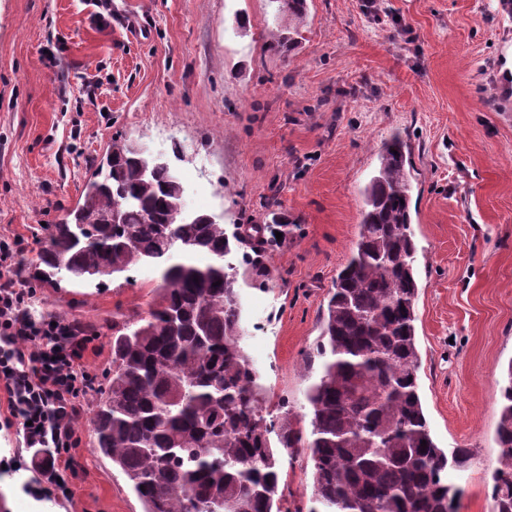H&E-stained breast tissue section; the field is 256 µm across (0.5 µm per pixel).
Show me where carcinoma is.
Wrapping results in <instances>:
<instances>
[{"label": "carcinoma", "mask_w": 512, "mask_h": 512, "mask_svg": "<svg viewBox=\"0 0 512 512\" xmlns=\"http://www.w3.org/2000/svg\"><path fill=\"white\" fill-rule=\"evenodd\" d=\"M307 0H288L293 40ZM394 134L363 189L359 240L329 292L315 352L321 374L305 398L311 432L288 404L268 410L242 346L238 240L218 222L184 220L183 187L158 160L113 140L80 201L44 227L32 277L85 286L151 264L159 270L146 316L112 328V369L90 418L95 448L121 468L144 512H301L281 508L280 452L313 465L307 512H452L448 469L467 448L433 441L419 394L415 339L417 245L411 174ZM114 210L125 223L107 224ZM426 446H421V442ZM494 512H512V360L501 387Z\"/></svg>", "instance_id": "cac0c4a2"}]
</instances>
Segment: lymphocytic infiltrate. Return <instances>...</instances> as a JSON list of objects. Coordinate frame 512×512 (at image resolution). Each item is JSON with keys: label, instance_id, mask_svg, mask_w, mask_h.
I'll return each instance as SVG.
<instances>
[{"label": "lymphocytic infiltrate", "instance_id": "f902f5d3", "mask_svg": "<svg viewBox=\"0 0 512 512\" xmlns=\"http://www.w3.org/2000/svg\"><path fill=\"white\" fill-rule=\"evenodd\" d=\"M22 254L19 238L0 236V388L7 394L0 427L19 426L30 461L4 456L0 465L9 474L32 471L24 485L32 497L66 501L81 442L75 423L97 382L84 353L97 335L33 311L35 291L18 278Z\"/></svg>", "mask_w": 512, "mask_h": 512}]
</instances>
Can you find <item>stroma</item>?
Wrapping results in <instances>:
<instances>
[{
    "mask_svg": "<svg viewBox=\"0 0 512 512\" xmlns=\"http://www.w3.org/2000/svg\"><path fill=\"white\" fill-rule=\"evenodd\" d=\"M273 0H0V234L33 268L42 224L81 197L106 145L163 156L189 214L243 242L232 257L242 344L270 392L308 427L305 356L358 239L361 191L400 134L413 174L416 341L434 441L468 448L449 471L456 512H493L500 387L512 362V15L496 0H307L295 44L271 52ZM286 229L273 232V217ZM158 271L102 287L37 286L35 306L99 333L146 315ZM81 467L51 512H142L124 474L77 421ZM287 500L309 502L305 454L283 461Z\"/></svg>",
    "mask_w": 512,
    "mask_h": 512,
    "instance_id": "1",
    "label": "stroma"
}]
</instances>
